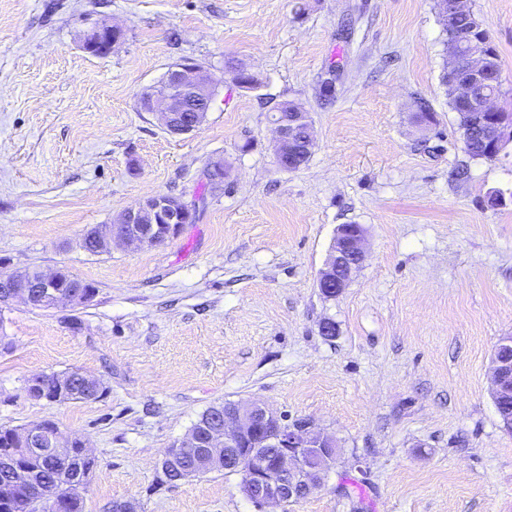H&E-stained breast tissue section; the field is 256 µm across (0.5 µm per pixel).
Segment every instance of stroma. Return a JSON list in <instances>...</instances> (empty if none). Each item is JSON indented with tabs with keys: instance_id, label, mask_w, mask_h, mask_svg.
<instances>
[{
	"instance_id": "obj_1",
	"label": "stroma",
	"mask_w": 512,
	"mask_h": 512,
	"mask_svg": "<svg viewBox=\"0 0 512 512\" xmlns=\"http://www.w3.org/2000/svg\"><path fill=\"white\" fill-rule=\"evenodd\" d=\"M471 3L511 112L512 0ZM103 19L123 36L94 56L78 35ZM447 55L435 0H0V274L61 267L97 288L80 307L0 310V426L49 420L86 441L84 512L132 499L257 512L241 475L170 484L161 471L225 401L312 419L339 447L319 490L270 512H512V431L491 394L494 347L512 334V143L491 161L465 152ZM185 58L218 89L201 125L173 135L140 98ZM231 59L256 89L235 85ZM287 100L316 133L296 171L272 150ZM495 189L509 199L491 209ZM158 194L205 206L164 244L81 248L89 227ZM342 224L364 227L366 257L327 299L317 278ZM71 370L105 396H28L30 377Z\"/></svg>"
}]
</instances>
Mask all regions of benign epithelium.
Listing matches in <instances>:
<instances>
[{"instance_id": "1", "label": "benign epithelium", "mask_w": 512, "mask_h": 512, "mask_svg": "<svg viewBox=\"0 0 512 512\" xmlns=\"http://www.w3.org/2000/svg\"><path fill=\"white\" fill-rule=\"evenodd\" d=\"M120 28L108 21L96 23L79 34L80 48L97 54H108L119 44ZM463 40L456 34L448 36L449 57L460 61L459 48ZM465 71L458 83V97L472 100L479 86L499 77L490 66L489 57L474 48L465 56ZM215 80L192 59H183L172 65L154 93L145 97L144 109L158 114L161 125L173 134H188L202 123L209 112L215 94L211 88ZM482 115L475 128L486 137L488 152L498 156L506 141H512V122L497 121L498 113L489 102L481 104ZM273 151L277 164L283 170H293L291 154L301 148L310 157L314 145L312 126L307 113L297 108L285 111L274 119ZM192 206L186 201L176 202L169 195H154L137 206L125 210L111 224L95 226L81 239L83 248L90 244L102 250L116 243L153 246L175 237L183 225L190 222ZM364 228L360 224H341L331 247V255L320 271L318 288L327 298H334L348 286L364 261ZM62 271H37L30 278L27 272L0 276V304L7 306L19 299L30 307L47 304L56 308L63 303L79 305L88 300L80 290L65 289L60 284ZM494 402L512 400V335L501 337L493 353ZM261 438L252 443V450L237 452L252 435ZM24 448H5L3 453L10 466L12 491L28 486L29 473L19 461L35 451L52 456L70 448L74 440L65 439L58 430L38 422L30 425L22 438ZM210 450V456L201 463L221 464L228 473L244 477L243 492L258 508L268 504L287 506L298 502L318 489L329 472L336 456V443L331 437L315 429L312 421L302 419L286 422L285 417L265 406L253 403H230L224 406L221 420L205 427L203 439L195 434L173 447L162 465L163 472L171 470L182 454L193 452L198 445Z\"/></svg>"}]
</instances>
